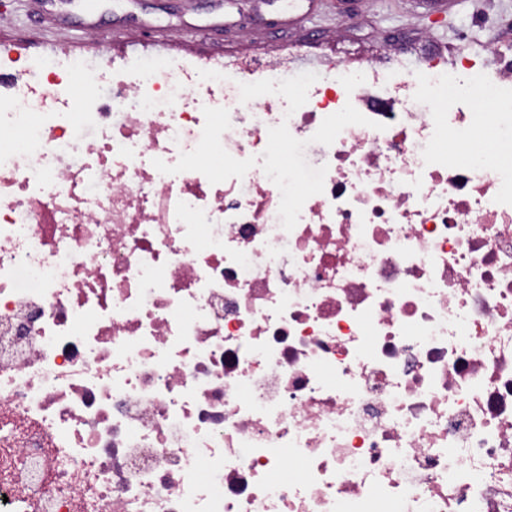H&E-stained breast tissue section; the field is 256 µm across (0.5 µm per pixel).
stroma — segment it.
<instances>
[{"mask_svg":"<svg viewBox=\"0 0 512 512\" xmlns=\"http://www.w3.org/2000/svg\"><path fill=\"white\" fill-rule=\"evenodd\" d=\"M300 19L288 0H5L0 6V44L28 59L66 51L109 67L121 49L117 31L150 23L155 38L138 52H192L203 57L265 53L288 42L308 45L309 58L335 50L328 38L347 22L345 46L353 57L369 58L382 39L394 40L406 56L464 37L489 35L512 0H303Z\"/></svg>","mask_w":512,"mask_h":512,"instance_id":"1","label":"stroma"}]
</instances>
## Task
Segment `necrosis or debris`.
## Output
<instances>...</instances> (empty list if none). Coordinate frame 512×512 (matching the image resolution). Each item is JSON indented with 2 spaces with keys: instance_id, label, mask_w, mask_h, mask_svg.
Segmentation results:
<instances>
[{
  "instance_id": "necrosis-or-debris-1",
  "label": "necrosis or debris",
  "mask_w": 512,
  "mask_h": 512,
  "mask_svg": "<svg viewBox=\"0 0 512 512\" xmlns=\"http://www.w3.org/2000/svg\"><path fill=\"white\" fill-rule=\"evenodd\" d=\"M383 52L0 86V512H512V164L447 149L512 45Z\"/></svg>"
}]
</instances>
